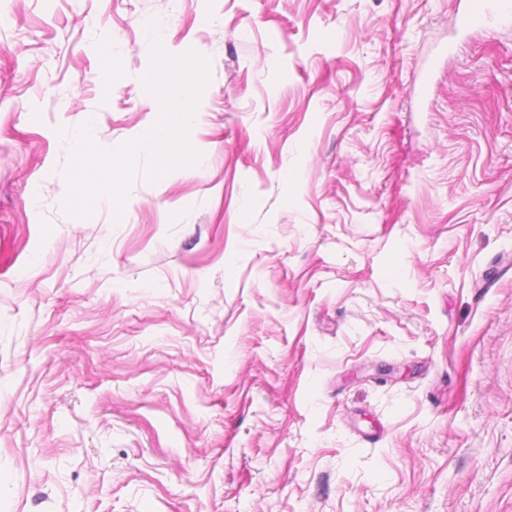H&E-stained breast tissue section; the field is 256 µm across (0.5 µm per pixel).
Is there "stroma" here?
<instances>
[{"instance_id": "obj_1", "label": "stroma", "mask_w": 512, "mask_h": 512, "mask_svg": "<svg viewBox=\"0 0 512 512\" xmlns=\"http://www.w3.org/2000/svg\"><path fill=\"white\" fill-rule=\"evenodd\" d=\"M458 3L0 0V512H512V15ZM156 32L201 160L69 214ZM490 7L484 0H469L462 16V23L466 27H482L490 19Z\"/></svg>"}]
</instances>
